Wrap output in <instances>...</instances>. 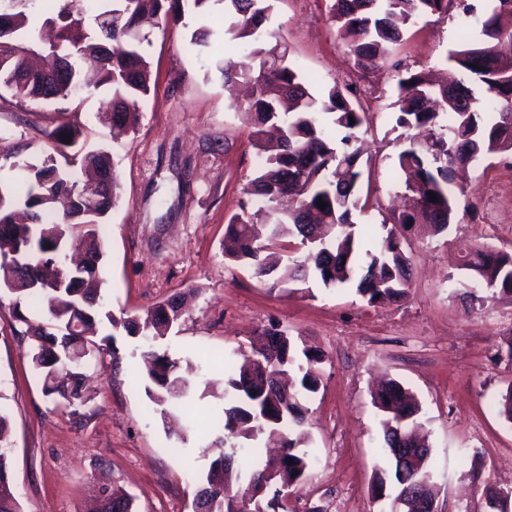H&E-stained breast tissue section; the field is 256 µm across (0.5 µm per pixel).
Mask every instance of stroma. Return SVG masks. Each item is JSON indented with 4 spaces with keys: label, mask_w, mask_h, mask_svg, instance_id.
Listing matches in <instances>:
<instances>
[{
    "label": "stroma",
    "mask_w": 512,
    "mask_h": 512,
    "mask_svg": "<svg viewBox=\"0 0 512 512\" xmlns=\"http://www.w3.org/2000/svg\"><path fill=\"white\" fill-rule=\"evenodd\" d=\"M270 26L313 91L340 86L367 114L359 132L370 202L356 214L362 249L373 248L382 221L403 187L397 158L406 132L397 127L394 65L442 66L462 30L478 36L485 0H453L447 14L409 28L390 65L368 74L354 67L330 15L331 0H271ZM211 30V46L190 45L193 29ZM224 5L167 27L139 33L152 71L149 95L134 131L113 139L101 96L84 99L69 118L92 148L107 150L120 201L105 218L101 293L113 313L139 315L155 303L196 289L192 310L162 340L175 358L203 364L202 381L224 390L223 358L269 323L323 357L321 384L305 402L313 466L288 490V512H378L372 486L387 466L371 393L393 379L421 402L432 448L439 512H484L473 472L512 486V424L497 402L512 384V298L474 288L460 266L462 248L512 252V154L471 165L464 189L471 208L448 231L421 226L403 234L411 263L406 296L370 305L354 290L272 289L224 261V228L239 212L243 187L259 155L249 142L243 109L224 86ZM54 106L0 101V143L37 139L57 125ZM12 298L0 291V407L10 415L11 479L21 512H83L103 481L133 497L136 512H192L198 477L215 453L206 417L213 397L186 402L179 421L198 423L179 439L145 392L138 355L144 340L113 335L112 349L92 360L93 398L77 413L55 408L33 371L29 340L19 335Z\"/></svg>",
    "instance_id": "35a3bbf8"
}]
</instances>
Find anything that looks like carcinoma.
Segmentation results:
<instances>
[{
    "label": "carcinoma",
    "mask_w": 512,
    "mask_h": 512,
    "mask_svg": "<svg viewBox=\"0 0 512 512\" xmlns=\"http://www.w3.org/2000/svg\"><path fill=\"white\" fill-rule=\"evenodd\" d=\"M87 0H0V91L21 102L57 105L105 88L109 92L105 117L117 140L135 128L139 102L151 89L150 65L136 36L146 15H163L168 25L183 23L185 14L202 13L210 0H106L107 5L85 24ZM224 35L242 46L235 59L224 62V82L253 84L247 102L249 138L265 153L262 165L245 193L262 202V209H246L225 225L224 258L252 272L273 287L291 285L307 290L318 281L328 289H353L369 304L401 299L409 285V264L397 227L425 224L435 234L455 223L465 191L458 187L456 168L481 158L512 154V57L498 52L503 40L512 41V0H497L481 22V37L465 41V48L446 57L458 71L449 84H436L427 72L395 69L398 115L396 123L418 130L398 155V170L414 206L395 214L374 248H359L353 221L362 211L359 194L360 156L357 130L363 113L338 85L315 94L298 68L288 60L287 47L265 23L270 0H221ZM452 0H332L330 13L346 39L360 71L379 67L404 31L427 15L448 13ZM41 51L59 70L37 69L28 54ZM480 86L484 99L473 90ZM70 137L64 143L62 136ZM78 129L69 121L41 131L43 146L17 143L0 148V290L13 296L19 334L32 343L31 364L46 396L67 408L91 401L80 380L70 387L55 382L54 368L79 375L88 359L73 362L61 348L45 342L72 337V320L81 311L92 314L76 331L88 355L101 350L88 328L101 313L97 271L103 257V219L119 199L118 176L112 184L81 181L71 168L96 172L113 166L110 155L92 150L68 155ZM23 169L18 185L12 176ZM437 200H431V196ZM327 203L320 209L318 200ZM85 228L87 256L92 270L77 271L66 260L64 244L74 226ZM51 248H46V245ZM461 266L473 281L499 294L512 296V253L475 249L462 256ZM331 276H326V273ZM190 289L136 317L105 313L113 331L140 336L150 342L141 361L155 389L148 390L161 418L173 415L179 402L194 392L190 363L183 365L154 344L161 328L178 324L186 310ZM46 313L34 321L22 305ZM55 357L56 367L48 363ZM320 355L299 349L287 332L265 328L250 350L241 348L224 366V408L214 425L216 436L200 447L206 454L224 445L243 458V485L224 487V468L214 460L196 493L194 512H225L224 493L247 494L262 502L265 512L282 508L284 489L301 480L312 465L304 429L303 401L318 391ZM380 411L384 446L381 448L395 483L380 477L374 497L393 501L403 478L423 487L431 483V452L416 461L401 462L397 448H427L414 429L422 407L408 389L391 380L373 397ZM10 418L0 408V478L10 477L9 448L3 445ZM282 448V465L274 478L262 479L268 460L262 445ZM488 512H505L512 490L480 482ZM87 512H134L130 497L114 496L112 503H96Z\"/></svg>",
    "instance_id": "1"
}]
</instances>
